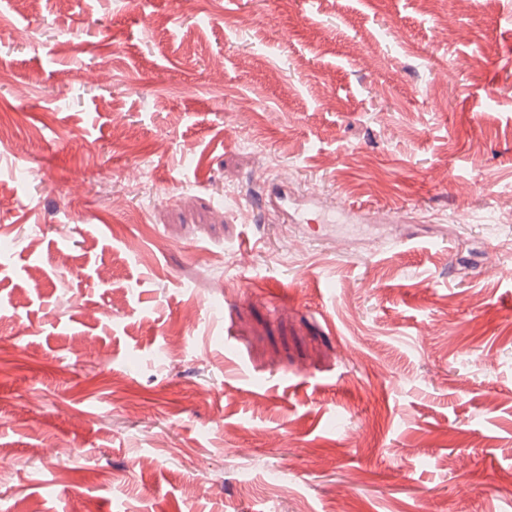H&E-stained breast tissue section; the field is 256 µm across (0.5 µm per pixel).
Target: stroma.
I'll list each match as a JSON object with an SVG mask.
<instances>
[{
  "label": "stroma",
  "instance_id": "1",
  "mask_svg": "<svg viewBox=\"0 0 512 512\" xmlns=\"http://www.w3.org/2000/svg\"><path fill=\"white\" fill-rule=\"evenodd\" d=\"M490 261L512 0H0V512H512ZM286 189L288 190V177H281L278 180V184H274L268 190V198L269 202L278 209L276 211L279 213L282 220L286 221L287 224L324 223V218L328 216V213L332 214L330 210L322 207L320 202L321 190L318 188H310L306 193L307 198L314 200L311 207L296 208L293 213H289L288 193H286ZM370 209H362L360 211H357L351 204L346 203L341 197L337 198L336 200V207L333 210V215L336 217V212H344V213H351L355 212L358 215L362 214L365 219L375 221V222H385V221H392V222H403L405 218V212L404 211H394L386 215H377L374 213L369 212Z\"/></svg>",
  "mask_w": 512,
  "mask_h": 512
}]
</instances>
